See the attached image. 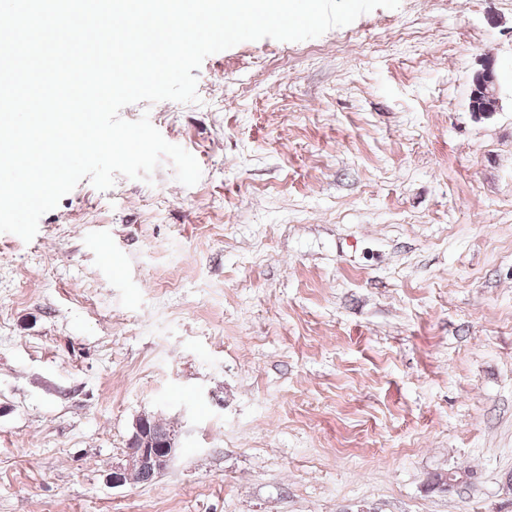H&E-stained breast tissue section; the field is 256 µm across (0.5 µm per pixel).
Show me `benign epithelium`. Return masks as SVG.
<instances>
[{"mask_svg":"<svg viewBox=\"0 0 512 512\" xmlns=\"http://www.w3.org/2000/svg\"><path fill=\"white\" fill-rule=\"evenodd\" d=\"M499 74L495 62L488 59L481 62L472 81L469 96V111L476 117H488L499 108L496 85ZM126 454L112 465L107 480L114 487L144 482L145 477H157L170 466L181 448L177 435H160L154 426L148 424L147 415L134 420Z\"/></svg>","mask_w":512,"mask_h":512,"instance_id":"benign-epithelium-1","label":"benign epithelium"}]
</instances>
